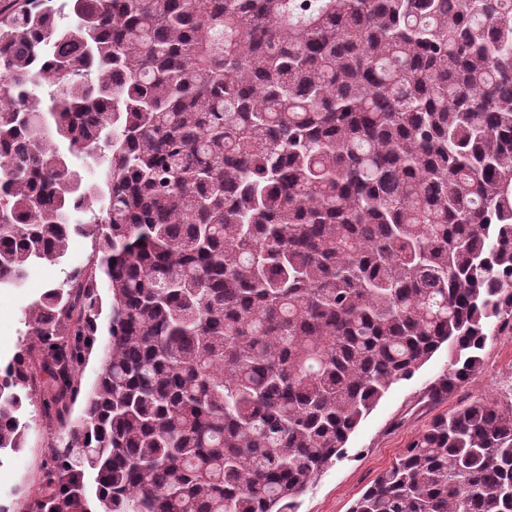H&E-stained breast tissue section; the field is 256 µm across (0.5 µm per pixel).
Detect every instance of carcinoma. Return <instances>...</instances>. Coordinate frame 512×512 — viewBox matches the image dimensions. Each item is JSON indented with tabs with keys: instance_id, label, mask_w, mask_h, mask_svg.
<instances>
[{
	"instance_id": "cac0c4a2",
	"label": "carcinoma",
	"mask_w": 512,
	"mask_h": 512,
	"mask_svg": "<svg viewBox=\"0 0 512 512\" xmlns=\"http://www.w3.org/2000/svg\"><path fill=\"white\" fill-rule=\"evenodd\" d=\"M66 7L0 0V287L92 242L24 313L0 454L42 387L30 512H296L392 385L445 347L436 400L512 327V0ZM350 512H512V409L436 419ZM106 340L107 336L105 332H102L97 336V342L94 349L87 359L86 364L80 371L83 388H88L96 378L99 369V354Z\"/></svg>"
}]
</instances>
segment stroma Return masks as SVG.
<instances>
[{
	"mask_svg": "<svg viewBox=\"0 0 512 512\" xmlns=\"http://www.w3.org/2000/svg\"><path fill=\"white\" fill-rule=\"evenodd\" d=\"M91 241L73 236L66 255L40 265L18 288L0 290V364H6L25 343L24 311L48 289L61 284L86 263ZM480 373L437 400L429 385L448 367L440 350L412 379L393 385L350 435L341 457L321 472L299 498L298 512H349L352 503L395 460L406 444L436 418L474 399L512 407V330L501 329L483 352ZM31 428L24 447L0 458V505L8 512H26L41 485L50 446L60 434L57 420L46 417L42 401L27 406Z\"/></svg>",
	"mask_w": 512,
	"mask_h": 512,
	"instance_id": "stroma-1",
	"label": "stroma"
}]
</instances>
